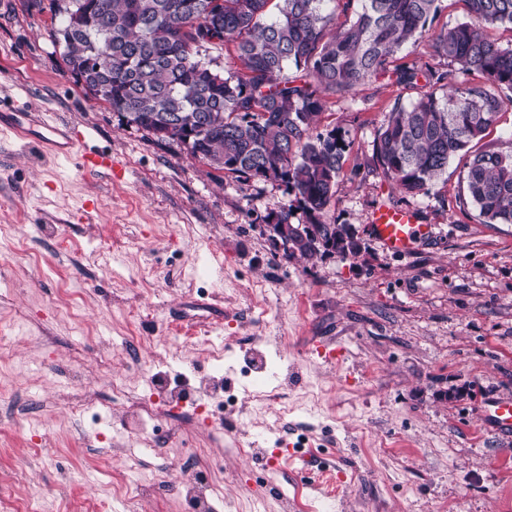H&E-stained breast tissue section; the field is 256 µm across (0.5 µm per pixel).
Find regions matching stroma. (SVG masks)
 Segmentation results:
<instances>
[{
  "label": "stroma",
  "mask_w": 512,
  "mask_h": 512,
  "mask_svg": "<svg viewBox=\"0 0 512 512\" xmlns=\"http://www.w3.org/2000/svg\"><path fill=\"white\" fill-rule=\"evenodd\" d=\"M25 3L0 0V103L55 113L121 175L0 136V496L39 512L84 497L104 512H191L185 485L205 479L211 512H325L310 484L332 469L337 512H512V434L476 414L512 401V224L479 217L462 158L413 197L384 177L373 140L395 98L419 90L383 78L328 99L314 130L348 147L327 219L352 225L362 251L303 261L259 227L289 201L284 185L126 125L68 72L51 11ZM464 18L461 0H442L398 60L430 61L432 32ZM382 202L430 225L421 248L395 254L370 235ZM327 340L340 361L316 354ZM257 352L281 402L251 395ZM217 363L234 409L180 427L158 384ZM137 463L155 488L132 501Z\"/></svg>",
  "instance_id": "obj_1"
}]
</instances>
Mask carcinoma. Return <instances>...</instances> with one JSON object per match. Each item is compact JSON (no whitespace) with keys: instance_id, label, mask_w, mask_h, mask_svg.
Instances as JSON below:
<instances>
[{"instance_id":"obj_1","label":"carcinoma","mask_w":512,"mask_h":512,"mask_svg":"<svg viewBox=\"0 0 512 512\" xmlns=\"http://www.w3.org/2000/svg\"><path fill=\"white\" fill-rule=\"evenodd\" d=\"M275 2L277 13L270 14ZM50 0L54 43L76 82L159 143L177 142L216 170L280 182L310 217L306 236L354 254L349 224L326 215L347 144L313 124L330 96L388 77L425 91L397 100L373 141L384 176L409 195L428 190L456 156H469L463 182L487 223L512 224V151L470 145L512 104V44L486 35L512 26V0H462L467 20L433 39L427 62L391 66L426 31L441 0ZM345 22L338 25V17ZM235 43L241 69L203 61L213 41ZM478 72L484 81L457 80Z\"/></svg>"}]
</instances>
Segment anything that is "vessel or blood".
<instances>
[{"label":"vessel or blood","mask_w":512,"mask_h":512,"mask_svg":"<svg viewBox=\"0 0 512 512\" xmlns=\"http://www.w3.org/2000/svg\"><path fill=\"white\" fill-rule=\"evenodd\" d=\"M8 130L30 143L49 147L60 158L69 159L78 135L71 128L58 124L46 113L25 109L0 112V132ZM371 234L388 251L407 254L423 245L430 233L429 225L420 223L415 209L383 205L376 209L369 226ZM481 421L498 433H512V402L489 401L479 409Z\"/></svg>","instance_id":"1"}]
</instances>
